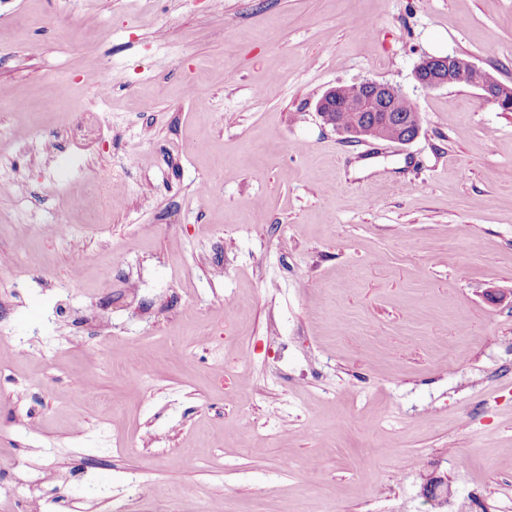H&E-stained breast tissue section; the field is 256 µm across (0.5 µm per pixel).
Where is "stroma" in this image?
Listing matches in <instances>:
<instances>
[{
	"instance_id": "1",
	"label": "stroma",
	"mask_w": 512,
	"mask_h": 512,
	"mask_svg": "<svg viewBox=\"0 0 512 512\" xmlns=\"http://www.w3.org/2000/svg\"><path fill=\"white\" fill-rule=\"evenodd\" d=\"M431 55L512 87V0H0L1 487L512 512V112L419 87ZM366 80L415 101L414 141L323 125Z\"/></svg>"
}]
</instances>
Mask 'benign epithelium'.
Masks as SVG:
<instances>
[{"instance_id":"7a95c632","label":"benign epithelium","mask_w":512,"mask_h":512,"mask_svg":"<svg viewBox=\"0 0 512 512\" xmlns=\"http://www.w3.org/2000/svg\"><path fill=\"white\" fill-rule=\"evenodd\" d=\"M458 70L471 73L473 85L481 89L483 98L502 109L512 108V87L500 83L492 74L473 62L458 56H433L423 59L414 70L416 82L423 88L433 89L450 85ZM358 92L346 98L336 97V88L327 90L316 104V112L324 124L345 136L351 142L364 141L361 129H346L336 123V110L343 112H383L385 121L396 119L397 101L404 96L401 89L384 82L367 81L357 85Z\"/></svg>"}]
</instances>
